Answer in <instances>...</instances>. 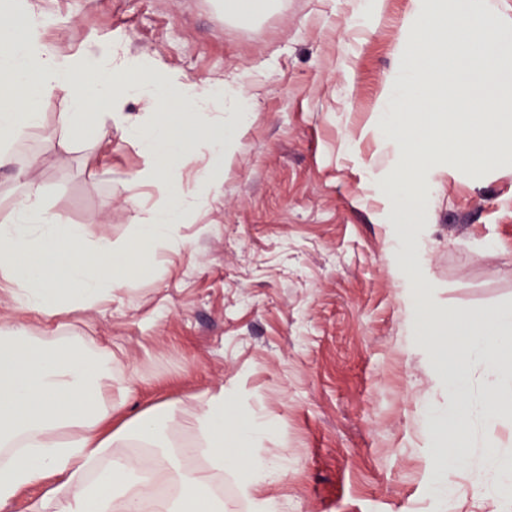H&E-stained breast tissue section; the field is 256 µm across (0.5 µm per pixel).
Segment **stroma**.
Returning <instances> with one entry per match:
<instances>
[{
  "label": "stroma",
  "instance_id": "obj_1",
  "mask_svg": "<svg viewBox=\"0 0 512 512\" xmlns=\"http://www.w3.org/2000/svg\"><path fill=\"white\" fill-rule=\"evenodd\" d=\"M58 51L111 37L198 81L256 86V110L218 197L178 229L111 302L46 323L0 290V316L37 335L111 349L126 377L113 401L131 415L173 403L174 438H196L197 395L225 391L281 464L274 512H492L463 470L439 473L429 418L448 410L447 350L418 332L387 250L390 153L373 129L410 0L353 16V0H271L239 20L224 0H31ZM12 141L0 171V225L40 192L62 224L97 219L131 243L156 202L125 188L144 158L120 128L78 130L64 93ZM431 220L411 231V276L440 312L512 307V158L443 178ZM446 483L453 496L439 501Z\"/></svg>",
  "mask_w": 512,
  "mask_h": 512
}]
</instances>
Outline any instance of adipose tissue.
Segmentation results:
<instances>
[{"instance_id": "ef3b65f1", "label": "adipose tissue", "mask_w": 512, "mask_h": 512, "mask_svg": "<svg viewBox=\"0 0 512 512\" xmlns=\"http://www.w3.org/2000/svg\"><path fill=\"white\" fill-rule=\"evenodd\" d=\"M44 27L28 0L0 6V140L6 143L20 126H38L37 101L65 93L74 127L91 130L110 119L138 146L145 166L129 192L148 186L158 195L136 228L132 251L112 243L96 221L58 223L36 193L17 202L15 223L0 225V281L10 284L18 308L50 320L111 299L124 288L127 270L144 265L160 245L173 244L175 229L196 203L180 184L179 168L205 155L200 179L219 193L211 171L240 146L255 95L234 80L215 87L156 59L133 58L109 38L62 54L45 41ZM129 70L139 80L117 82ZM94 97L108 112L90 108ZM132 100L142 106L135 115L125 110ZM124 382L111 353L88 347L83 337L48 344L26 327L0 322V508L51 477L55 484L34 512H224L214 474L242 468L252 497L279 477L278 464L256 455L243 464L234 456L260 433L230 416L231 396H200L199 441L176 446L175 405L160 404L113 425L112 393ZM132 439L143 456L123 454ZM203 455L206 471L196 466Z\"/></svg>"}]
</instances>
